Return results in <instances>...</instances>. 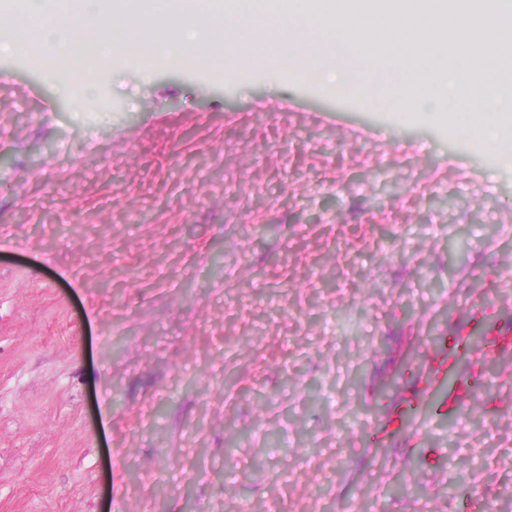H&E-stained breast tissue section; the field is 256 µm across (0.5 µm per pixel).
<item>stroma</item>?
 <instances>
[{
    "label": "stroma",
    "mask_w": 512,
    "mask_h": 512,
    "mask_svg": "<svg viewBox=\"0 0 512 512\" xmlns=\"http://www.w3.org/2000/svg\"><path fill=\"white\" fill-rule=\"evenodd\" d=\"M0 512H512V357L376 444L421 343L512 315V154L276 63L0 29Z\"/></svg>",
    "instance_id": "stroma-1"
}]
</instances>
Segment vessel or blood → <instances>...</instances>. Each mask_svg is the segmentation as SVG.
I'll return each instance as SVG.
<instances>
[{
	"label": "vessel or blood",
	"mask_w": 512,
	"mask_h": 512,
	"mask_svg": "<svg viewBox=\"0 0 512 512\" xmlns=\"http://www.w3.org/2000/svg\"><path fill=\"white\" fill-rule=\"evenodd\" d=\"M472 334V328L459 327L454 331L453 342L426 346L425 369L421 377L411 385L407 395L392 407L388 423L378 439L380 445H388L390 438L396 436L406 421L418 420L432 406L437 389L442 387L448 377L449 368L456 365L470 349ZM511 354L512 318L506 317L484 329L479 355L494 358Z\"/></svg>",
	"instance_id": "1"
}]
</instances>
